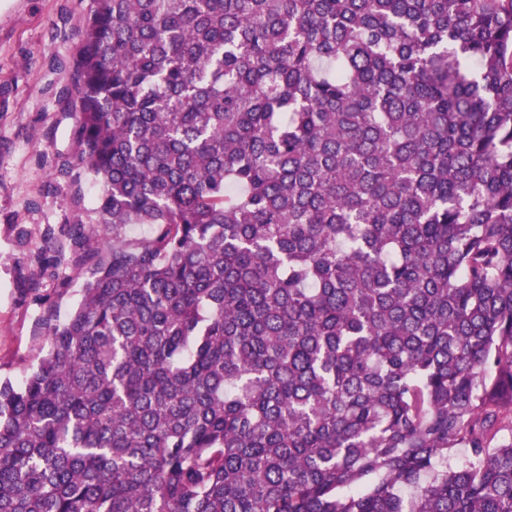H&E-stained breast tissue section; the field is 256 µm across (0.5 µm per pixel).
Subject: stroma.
Listing matches in <instances>:
<instances>
[{
  "label": "stroma",
  "mask_w": 512,
  "mask_h": 512,
  "mask_svg": "<svg viewBox=\"0 0 512 512\" xmlns=\"http://www.w3.org/2000/svg\"><path fill=\"white\" fill-rule=\"evenodd\" d=\"M91 0H0V378L20 380L42 348L43 308L66 318L81 300L87 270L57 257L39 288L22 287L29 254L15 246V225L33 242L46 229L65 241L70 225L96 224L99 185L61 177L73 160L76 107L71 86Z\"/></svg>",
  "instance_id": "35a3bbf8"
}]
</instances>
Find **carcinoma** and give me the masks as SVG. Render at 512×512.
<instances>
[{"mask_svg":"<svg viewBox=\"0 0 512 512\" xmlns=\"http://www.w3.org/2000/svg\"><path fill=\"white\" fill-rule=\"evenodd\" d=\"M72 93L0 512H512V0H92Z\"/></svg>","mask_w":512,"mask_h":512,"instance_id":"obj_1","label":"carcinoma"}]
</instances>
